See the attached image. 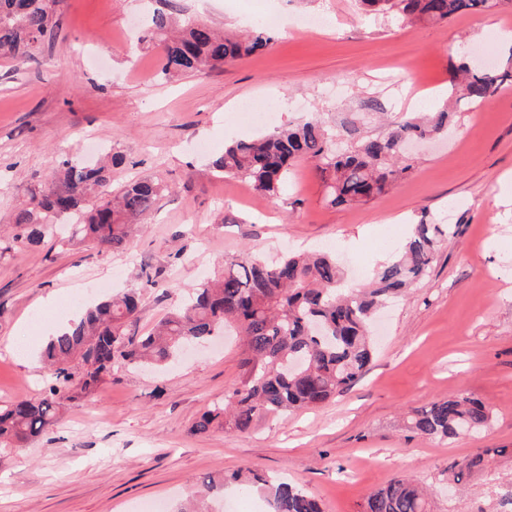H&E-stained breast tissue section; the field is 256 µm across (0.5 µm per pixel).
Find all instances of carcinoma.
Here are the masks:
<instances>
[{
	"label": "carcinoma",
	"mask_w": 512,
	"mask_h": 512,
	"mask_svg": "<svg viewBox=\"0 0 512 512\" xmlns=\"http://www.w3.org/2000/svg\"><path fill=\"white\" fill-rule=\"evenodd\" d=\"M512 0H358L371 12H393L410 23L441 24L464 13L483 12ZM55 0H0V58L21 67L54 33ZM146 40L162 47L166 79L262 53L273 34L256 27L240 37L208 25L158 11ZM512 86V51L497 66L482 69L462 58L453 67L448 99L484 103ZM454 112L444 108L410 115L382 137L357 138L359 113L342 122L346 140L329 133L318 120L279 126L271 133L234 140L212 162L217 171L240 177L270 198L280 195L296 163H314L327 181L335 206L361 205L381 197L413 168L404 152L413 140L433 138L448 128ZM55 179L18 209L20 231L0 247L8 251L41 243L52 226L77 217L73 236L92 239L107 251L127 246L134 224L171 193L166 183L145 178L112 187L104 162L87 166L71 158L55 160ZM450 225L422 219L388 262L360 289L344 279L333 251L289 254L274 265L249 256L224 259V270L199 283L186 302L172 309L155 331L136 332L140 295L111 296L87 307L68 328L51 338L41 353L50 373L48 390L38 400L22 399L0 407V447L18 451L45 433L71 403L96 394L112 371L150 360L161 365L182 348L211 340L232 323L243 336L242 380L194 424L197 433L225 428L251 429L256 416L319 407L347 391L373 360L370 323L373 311L425 277ZM489 412L465 392L435 399L411 411L407 428L426 438H450L487 425ZM481 455L458 464L453 484L460 486ZM228 483L245 493H264L273 512H321L302 487L276 482L253 469L229 476H206L194 507L201 512L211 492ZM364 512H428L423 491L396 477L372 492Z\"/></svg>",
	"instance_id": "carcinoma-1"
}]
</instances>
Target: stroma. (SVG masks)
I'll return each mask as SVG.
<instances>
[{"label": "stroma", "mask_w": 512, "mask_h": 512, "mask_svg": "<svg viewBox=\"0 0 512 512\" xmlns=\"http://www.w3.org/2000/svg\"><path fill=\"white\" fill-rule=\"evenodd\" d=\"M277 17L266 52L169 81L160 48L141 44L154 11L177 9L228 33L248 31L246 0H57L53 39L21 70L0 60V235L15 231L20 203L53 177L56 155L91 161L86 139L120 156L112 183L159 178L171 188L134 231L127 250L72 238L0 254V405L44 395V324L65 315L95 283L134 291L146 333L224 258L274 262L335 244L360 285L403 243L422 213L450 225L430 273L386 308L373 364L324 407L256 418L249 433L195 421L238 386L241 346L226 336L171 366L125 367L92 398L21 452H0V512H161L185 501L202 477L252 468L298 484L323 512H363L367 495L398 476L429 491L430 512H499L512 485V86L478 107L458 108L448 132L415 145L414 168L364 205L329 203L312 163L295 165L270 199L210 161L235 139L264 133L239 120L243 104H267L279 124L381 101L366 136L385 134L412 110L436 111V89L463 51L511 45L512 5L409 24L362 10L356 0H261ZM320 15L327 26L304 29ZM463 391L489 410L478 432L445 440L410 432L409 411ZM483 453L458 493L455 466Z\"/></svg>", "instance_id": "obj_1"}]
</instances>
